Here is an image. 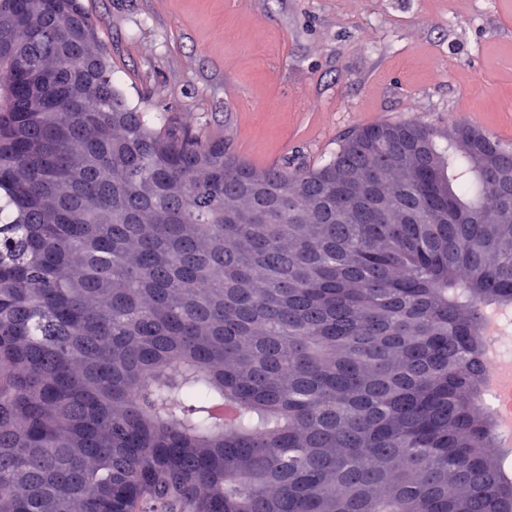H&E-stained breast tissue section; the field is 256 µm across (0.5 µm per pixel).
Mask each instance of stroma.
<instances>
[{"instance_id":"obj_1","label":"stroma","mask_w":512,"mask_h":512,"mask_svg":"<svg viewBox=\"0 0 512 512\" xmlns=\"http://www.w3.org/2000/svg\"><path fill=\"white\" fill-rule=\"evenodd\" d=\"M123 100L255 170L452 115L512 147V0H83ZM317 109H308L309 101Z\"/></svg>"}]
</instances>
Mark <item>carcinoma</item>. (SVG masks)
Segmentation results:
<instances>
[{"label":"carcinoma","instance_id":"obj_1","mask_svg":"<svg viewBox=\"0 0 512 512\" xmlns=\"http://www.w3.org/2000/svg\"><path fill=\"white\" fill-rule=\"evenodd\" d=\"M95 29L0 27V512H512L482 357L512 190L467 128L257 172L151 129Z\"/></svg>","mask_w":512,"mask_h":512}]
</instances>
